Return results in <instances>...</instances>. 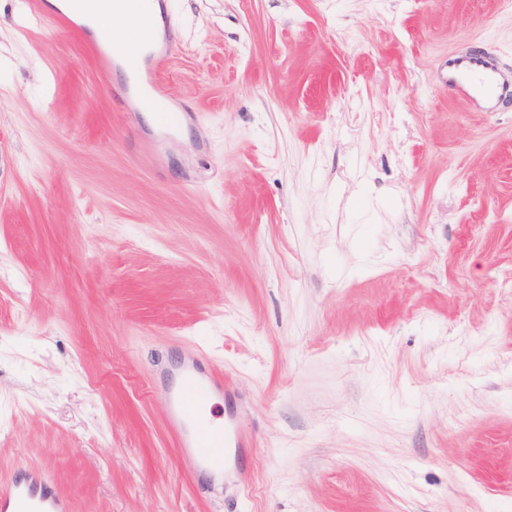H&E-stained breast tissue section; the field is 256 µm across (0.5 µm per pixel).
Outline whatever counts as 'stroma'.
<instances>
[{"instance_id":"obj_1","label":"stroma","mask_w":512,"mask_h":512,"mask_svg":"<svg viewBox=\"0 0 512 512\" xmlns=\"http://www.w3.org/2000/svg\"><path fill=\"white\" fill-rule=\"evenodd\" d=\"M171 129L0 0V484L69 512H512L505 0H169ZM156 163L142 166L137 143ZM199 362L224 481L167 390ZM448 85L472 101L483 99L490 107L497 100L512 96L511 80L476 53L448 58ZM2 512H66L50 484L35 471H23L0 487Z\"/></svg>"}]
</instances>
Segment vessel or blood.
I'll use <instances>...</instances> for the list:
<instances>
[{
    "instance_id": "b4317fda",
    "label": "vessel or blood",
    "mask_w": 512,
    "mask_h": 512,
    "mask_svg": "<svg viewBox=\"0 0 512 512\" xmlns=\"http://www.w3.org/2000/svg\"><path fill=\"white\" fill-rule=\"evenodd\" d=\"M131 12L137 20L135 31L122 44L112 46L92 32L76 28L72 16L66 11L46 14L42 0H24L26 12L36 21H51L57 28L75 30L82 48L96 61L102 76H109L114 58H121L138 76L144 91L142 100L149 105L167 107L170 96L162 76L173 55L170 45H163L149 55H142L141 46L150 35L157 0H129ZM448 83L454 90L470 100H484L494 104L512 96V81L483 55L469 53L450 57ZM220 387L218 381L202 377L196 366H188L182 374V384L171 392L169 400L172 417L180 425L181 444L192 451L190 461L194 467L206 468L223 462L220 449L227 437L224 427H217L209 436L199 437L190 431L192 423L207 409L210 398ZM0 512H66L64 503L54 496L49 483L35 471H24L0 487Z\"/></svg>"
}]
</instances>
